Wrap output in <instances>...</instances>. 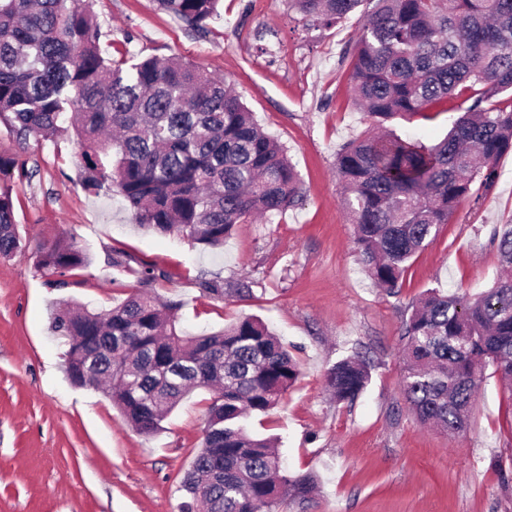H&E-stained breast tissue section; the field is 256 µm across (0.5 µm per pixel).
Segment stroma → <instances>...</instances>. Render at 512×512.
Returning <instances> with one entry per match:
<instances>
[{"label":"stroma","mask_w":512,"mask_h":512,"mask_svg":"<svg viewBox=\"0 0 512 512\" xmlns=\"http://www.w3.org/2000/svg\"><path fill=\"white\" fill-rule=\"evenodd\" d=\"M113 58L172 56L223 77L296 167L300 200L272 220L235 225L223 248L139 227L120 197L83 188L74 133L25 155L37 171L9 186L25 251L0 258V512H180V481L201 437L211 395L190 394L152 436L138 434L102 392L71 383L66 346L51 330L61 301L107 310L137 288L148 264L167 273L157 293L178 301L194 334L254 316L288 346L301 374L249 428L278 439L289 473H316L307 512H512V395L486 374L459 437L420 425L401 389L402 329L428 289L478 294L501 272L496 229L512 224V152L493 186L465 201L416 254L398 295L358 260L340 203L336 153L367 130L348 70L359 13L319 24L288 0H224L199 36L157 0H85ZM456 117L442 102L390 127L427 145ZM64 238L87 264L53 288L36 266L40 246ZM122 251L129 269L112 268ZM215 282L223 297L204 289ZM361 352L371 381L352 403L325 388L328 369Z\"/></svg>","instance_id":"35a3bbf8"}]
</instances>
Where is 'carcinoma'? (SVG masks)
<instances>
[{"label": "carcinoma", "instance_id": "1", "mask_svg": "<svg viewBox=\"0 0 512 512\" xmlns=\"http://www.w3.org/2000/svg\"><path fill=\"white\" fill-rule=\"evenodd\" d=\"M78 0H0V123L24 150L73 130L83 186L118 195L139 226L193 244L224 246L237 224L269 218L299 200V177L285 149L266 134L222 77L192 63L114 59L100 27ZM302 14L334 24L359 6L349 81L377 128L450 98L460 115L426 146L367 132L336 153L342 205L355 226L360 260L376 286L396 294L410 260L460 205L489 188L499 158L512 151V0H289ZM221 0H158L204 33ZM30 180L18 154L0 153V181ZM508 274L478 295L432 288L403 324L402 390L419 420L450 436L464 432L484 372L493 367L512 394V224L495 232ZM14 201L0 187V257L23 250ZM86 254L58 239L38 250L37 268L65 275ZM166 275L144 267L140 288L110 310L63 304L53 332L65 339L64 371L99 388L121 417L152 436L195 389L214 393L181 487V512H283L318 488L291 475L272 439L248 418L278 405L299 376L281 340L254 317L211 334L177 327L176 303L152 288ZM371 366L354 352L327 371L337 402H353Z\"/></svg>", "mask_w": 512, "mask_h": 512}]
</instances>
